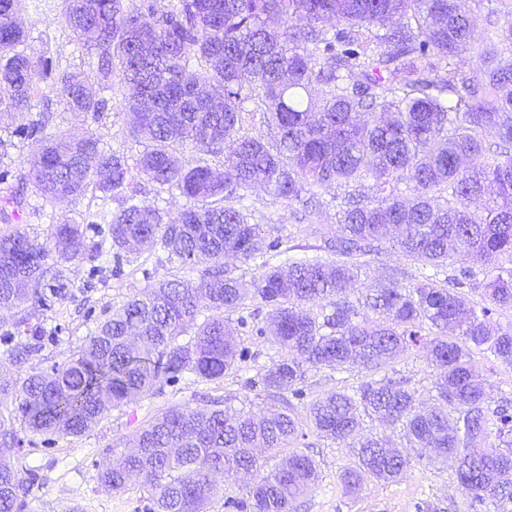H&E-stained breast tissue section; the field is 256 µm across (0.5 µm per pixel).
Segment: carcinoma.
<instances>
[{"label":"carcinoma","instance_id":"1","mask_svg":"<svg viewBox=\"0 0 512 512\" xmlns=\"http://www.w3.org/2000/svg\"><path fill=\"white\" fill-rule=\"evenodd\" d=\"M470 14V0H172L164 10L156 0H63L87 58L70 71L48 49H32L15 0H0V107L22 119L0 137V184L9 186L0 221L28 207L29 188L49 204L89 191L120 198L116 211L88 210L81 223L51 224L42 236H0V308L50 310L64 299L63 283L43 291L55 256L94 262L107 246L117 278L146 249L180 270L209 263L198 282L174 274L133 295L68 361L0 378V404L11 402L19 421L0 414V512H26V486L38 479L6 457L24 437H78L158 387L188 376L221 381L255 361L224 323V312L248 300L254 308L238 330L280 356L245 387L282 406L259 415L227 398L206 410L170 406L97 473L99 483L141 487L146 512H207L217 477L254 472L246 496L224 500L226 512H297L320 479L303 452L300 404L313 432L350 450L353 465L340 475L348 490L369 478L397 481L413 457L432 466L450 459L471 512H512V402L491 405L474 359L478 351L512 366V322L495 318L512 309V25L487 39L471 76ZM114 76L129 133L145 141L135 171L185 199L173 221L130 188L127 156L99 132L49 136V117L32 113L46 85L96 123L112 108L105 92ZM248 102L272 136L246 131ZM16 138L39 145L24 174L3 162ZM187 146L224 154V172L184 166L178 153ZM257 186L299 205L298 224L335 205L339 235L324 242L334 259L295 258L297 246L264 237L244 204ZM392 232L412 261L450 273L404 285L400 270L386 267L376 293L353 295L362 258ZM229 255L260 261L251 295L224 267ZM459 257L480 268L455 266ZM43 340L42 328L22 320L0 334V354L21 367ZM410 350L426 351L435 370L442 405L431 412L416 407L405 380L386 376L306 401L313 369L377 372ZM365 417L400 427L405 447L359 437ZM257 448L283 458L266 472Z\"/></svg>","mask_w":512,"mask_h":512}]
</instances>
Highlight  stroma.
I'll use <instances>...</instances> for the list:
<instances>
[{"label":"stroma","mask_w":512,"mask_h":512,"mask_svg":"<svg viewBox=\"0 0 512 512\" xmlns=\"http://www.w3.org/2000/svg\"><path fill=\"white\" fill-rule=\"evenodd\" d=\"M471 9L478 41L466 55L465 68L469 71L480 65L483 40L491 36L495 27L512 22V0H472ZM18 10L33 47H48L51 57L61 67L70 70L81 67L84 54L62 18V0H47L40 9L36 8L35 0H19ZM99 128L108 146L124 151L129 159H136L142 151V144L129 134L126 115L120 106L109 110ZM245 204L252 223L260 225L263 234H288L297 245L308 248L321 245L337 231L335 210L331 207L324 210L316 224L301 228L293 224L288 205L274 200L265 191L248 193ZM105 205L114 209L118 203L102 202L89 192L76 201L47 206L42 216L27 208L15 225L0 223V235L14 226L43 233L49 223H76L84 210ZM364 262L366 273L355 285L360 295L375 292L376 273L382 267L404 268L410 284L420 280L426 272L425 267L408 260L391 241L365 256ZM49 265L60 272L62 282L69 286L68 299L50 311L31 304L0 309L2 328H9L16 320L25 318L40 324L47 332L44 348L32 359L34 366L43 368L66 361L98 324L109 319L132 293L145 288L148 280L167 279L176 271L165 255L151 251L142 252L137 263L126 267L118 278L108 274L91 275L88 264L83 261L68 263L53 258ZM147 271L152 274L148 280L143 277ZM386 374L407 380L419 409L429 411L437 406L433 369L424 351L408 352L392 363ZM367 379V373L359 369L345 371L324 366L309 371L307 393L312 399L330 391L350 393ZM210 396L226 397L234 406H250L256 410L273 404L272 399L246 389L239 375L227 376L204 388L186 380L113 410L82 436L24 446L18 453L20 463L38 471V480L27 496V512H142L146 498L143 490L132 485L121 492L112 491L97 482L98 467L112 460L113 449L124 448L138 428L167 407L185 403L203 409ZM309 440L308 454L318 467L320 481L315 490L300 500L298 512H418L422 505L431 506L435 512H469L467 498L458 489L451 467L437 469L415 460L401 481L387 484L369 479L357 492L349 493L339 479L342 471L353 462L348 449L314 434Z\"/></svg>","instance_id":"stroma-1"}]
</instances>
